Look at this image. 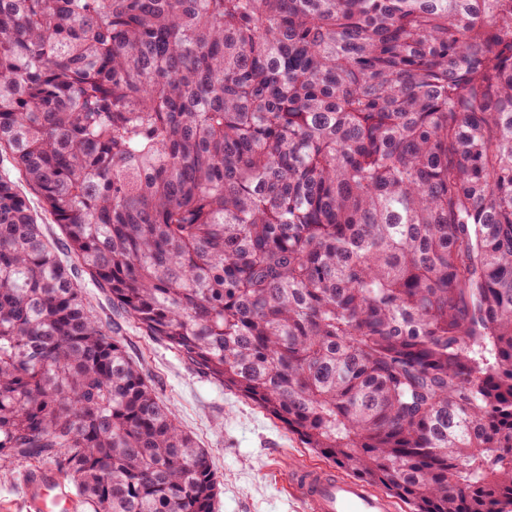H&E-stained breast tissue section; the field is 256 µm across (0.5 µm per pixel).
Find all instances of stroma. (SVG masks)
Listing matches in <instances>:
<instances>
[{
	"label": "stroma",
	"mask_w": 512,
	"mask_h": 512,
	"mask_svg": "<svg viewBox=\"0 0 512 512\" xmlns=\"http://www.w3.org/2000/svg\"><path fill=\"white\" fill-rule=\"evenodd\" d=\"M120 339L180 428L208 453L217 481L214 512H308L291 487L292 475L307 465L324 466L323 458L279 420L212 383L164 343L128 326ZM41 468L20 462L0 473V512H25L22 477Z\"/></svg>",
	"instance_id": "obj_1"
}]
</instances>
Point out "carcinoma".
I'll use <instances>...</instances> for the list:
<instances>
[{
	"label": "carcinoma",
	"instance_id": "obj_1",
	"mask_svg": "<svg viewBox=\"0 0 512 512\" xmlns=\"http://www.w3.org/2000/svg\"><path fill=\"white\" fill-rule=\"evenodd\" d=\"M113 310L410 512L512 505V0H0V464L213 512ZM67 260L72 264V266H76V280L83 288L86 297L93 307L94 313L103 322V324L111 327L112 320L115 321L117 317L112 312V304L109 301L108 296L101 288H98L95 281H93L88 274L82 271V268L78 266L77 262H74V260L71 261L68 257Z\"/></svg>",
	"mask_w": 512,
	"mask_h": 512
}]
</instances>
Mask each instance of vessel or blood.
Listing matches in <instances>:
<instances>
[{
    "label": "vessel or blood",
    "instance_id": "1",
    "mask_svg": "<svg viewBox=\"0 0 512 512\" xmlns=\"http://www.w3.org/2000/svg\"><path fill=\"white\" fill-rule=\"evenodd\" d=\"M294 481L310 512H391L387 499L371 492L361 481L336 476L321 467L299 468ZM73 503L71 491L54 474L31 475L28 504L32 512H57Z\"/></svg>",
    "mask_w": 512,
    "mask_h": 512
}]
</instances>
